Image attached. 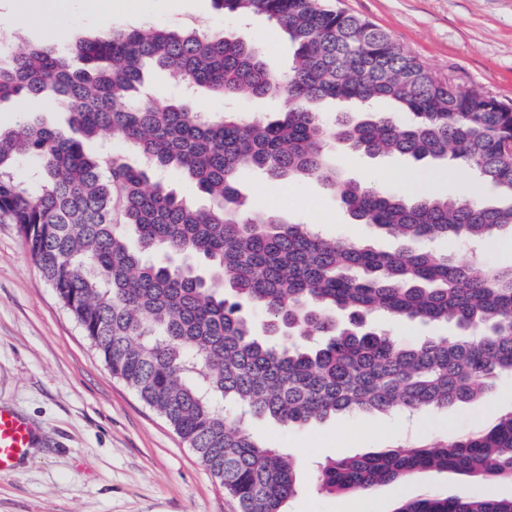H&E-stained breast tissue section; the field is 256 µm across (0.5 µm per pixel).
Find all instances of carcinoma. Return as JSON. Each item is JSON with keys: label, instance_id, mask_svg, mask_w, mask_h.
<instances>
[{"label": "carcinoma", "instance_id": "cac0c4a2", "mask_svg": "<svg viewBox=\"0 0 512 512\" xmlns=\"http://www.w3.org/2000/svg\"><path fill=\"white\" fill-rule=\"evenodd\" d=\"M212 2L271 21L295 47L287 66L271 70L262 49L238 37L187 28H108L17 54L0 45V102L50 91L67 112L63 127L33 117L0 130V221L16 225L112 375L173 427L238 512H286L297 491L292 458L254 440L253 419L414 413L486 400L497 377L512 375V265H464L427 248L512 231V107L433 74L386 31L322 0ZM147 65L226 100L286 95L291 107L264 122L161 105L142 91ZM327 99L390 102L411 119L340 112L329 124L314 110ZM107 134L144 164L88 150ZM335 142L369 157L463 163L497 201L428 195L418 167L402 191L347 181ZM25 163L28 183L16 177ZM247 169L320 181L351 219L401 246L378 251L283 224L241 197ZM158 173L184 177L208 204L178 197ZM376 313L457 333L405 344ZM420 470L512 482V412L434 446L336 457L320 478L330 492L360 494ZM394 512H512V497L402 498Z\"/></svg>", "mask_w": 512, "mask_h": 512}]
</instances>
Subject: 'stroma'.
Masks as SVG:
<instances>
[{"instance_id": "stroma-1", "label": "stroma", "mask_w": 512, "mask_h": 512, "mask_svg": "<svg viewBox=\"0 0 512 512\" xmlns=\"http://www.w3.org/2000/svg\"><path fill=\"white\" fill-rule=\"evenodd\" d=\"M101 10L66 13L70 33L94 35L103 26H188L233 34L258 45L271 69H281L293 48L261 15L240 21L214 9L211 0H100ZM368 19L434 74L477 87L512 105V0H329ZM149 89L181 99L213 117L235 112L278 119L287 99L242 97L232 101L196 88L184 92L168 76L148 71ZM60 126L66 114L48 98L0 104V128L23 113ZM345 178L375 180L399 189L411 167L402 157L371 158L335 150ZM239 189L256 207L286 224H312L324 234L365 241L389 250L394 240L367 224L352 223L335 193L321 182H270L245 171ZM424 191L453 198L478 188L469 169L436 165ZM0 405L26 416L42 442L15 472L0 477V512H235L224 493L168 422L112 376L80 326L31 262L15 225L0 224ZM512 411V376H502L489 401L398 414H350L306 426L252 422L262 442L288 449L298 491L288 512H394L400 497L463 492L511 497V482H472L454 473L422 471L403 485L363 494L335 495L319 488L320 462L383 448L431 444L451 434L484 428Z\"/></svg>"}]
</instances>
